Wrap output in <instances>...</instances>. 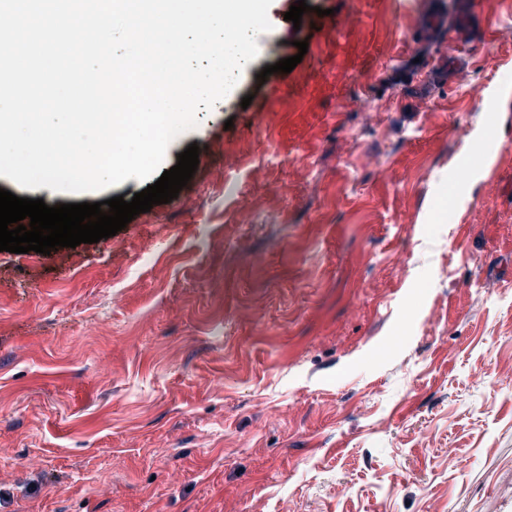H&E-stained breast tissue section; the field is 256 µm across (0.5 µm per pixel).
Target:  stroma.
I'll return each instance as SVG.
<instances>
[{
  "label": "stroma",
  "mask_w": 512,
  "mask_h": 512,
  "mask_svg": "<svg viewBox=\"0 0 512 512\" xmlns=\"http://www.w3.org/2000/svg\"><path fill=\"white\" fill-rule=\"evenodd\" d=\"M296 2L169 146L177 198L0 252V512H512V21Z\"/></svg>",
  "instance_id": "obj_1"
}]
</instances>
